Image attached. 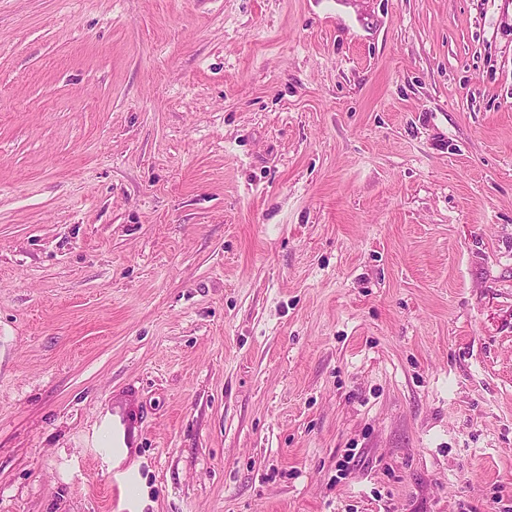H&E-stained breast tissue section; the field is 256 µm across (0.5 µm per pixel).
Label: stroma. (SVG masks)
<instances>
[{
    "label": "stroma",
    "instance_id": "obj_1",
    "mask_svg": "<svg viewBox=\"0 0 512 512\" xmlns=\"http://www.w3.org/2000/svg\"><path fill=\"white\" fill-rule=\"evenodd\" d=\"M0 512H512V0H0ZM136 441L135 429H132L131 420L112 413V452L120 455L123 448H132Z\"/></svg>",
    "mask_w": 512,
    "mask_h": 512
}]
</instances>
